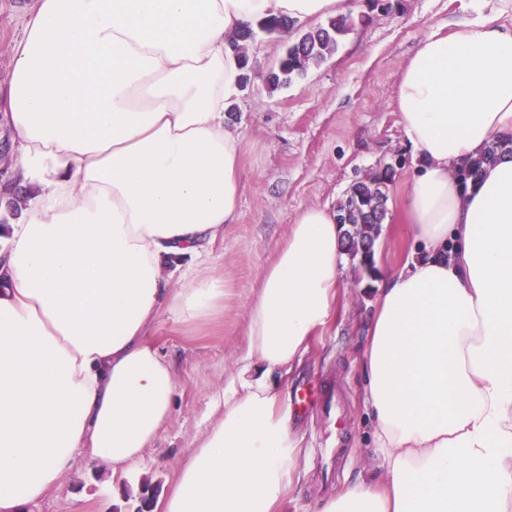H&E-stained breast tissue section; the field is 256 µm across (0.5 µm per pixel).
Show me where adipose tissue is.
Instances as JSON below:
<instances>
[{
    "label": "adipose tissue",
    "mask_w": 512,
    "mask_h": 512,
    "mask_svg": "<svg viewBox=\"0 0 512 512\" xmlns=\"http://www.w3.org/2000/svg\"><path fill=\"white\" fill-rule=\"evenodd\" d=\"M346 0H33L0 117L22 199L0 187V512L58 486L79 450L133 466L171 418L152 341L223 312L210 250L238 218L228 39ZM394 106L416 160L395 214L410 250L377 288L362 356L379 463L319 512H512V26L428 34ZM334 207L300 211L248 305L221 419L162 512H277L297 442L277 391L329 322L348 263ZM499 151L512 152V138L505 139L499 143L493 144L489 149L479 158L473 160L468 167L463 169L460 173L463 180H476L482 166L491 162Z\"/></svg>",
    "instance_id": "1"
}]
</instances>
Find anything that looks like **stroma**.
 Here are the masks:
<instances>
[{
    "mask_svg": "<svg viewBox=\"0 0 512 512\" xmlns=\"http://www.w3.org/2000/svg\"><path fill=\"white\" fill-rule=\"evenodd\" d=\"M31 4L0 0L1 88ZM486 18L511 25L512 0H400L395 12H374L321 66L273 93L262 76L276 65L283 41L257 33L249 54L258 77L238 93L225 119L242 139L243 191L237 222L225 225L212 247L228 292L224 311L190 327L159 318L153 339L176 366L179 394L170 420L142 459L116 473L80 453L60 484L27 512H134L130 496L142 480L168 490L179 466L222 415L212 398L235 377L246 345L247 305L297 213L336 203L357 178L400 157L404 164L388 200L397 205L415 162L392 105L399 72L431 31ZM376 286V280L360 281L345 270L332 320L313 338L301 366L279 382L300 449L299 475L285 489L280 512H318L368 462L373 424L362 403L361 356ZM331 385L342 402L345 429L343 454L333 464L323 452L328 424L318 403Z\"/></svg>",
    "mask_w": 512,
    "mask_h": 512,
    "instance_id": "1",
    "label": "stroma"
}]
</instances>
